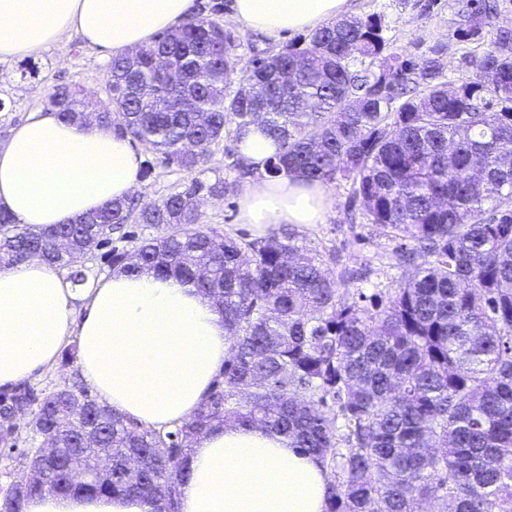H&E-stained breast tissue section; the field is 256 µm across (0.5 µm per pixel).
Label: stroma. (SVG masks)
I'll use <instances>...</instances> for the list:
<instances>
[{"mask_svg": "<svg viewBox=\"0 0 512 512\" xmlns=\"http://www.w3.org/2000/svg\"><path fill=\"white\" fill-rule=\"evenodd\" d=\"M197 15L216 17L232 32L239 44L242 65H249L256 52L271 55L281 46L296 42V35L275 42L267 37L239 31L230 18L232 0H196ZM471 0H352L351 14L356 18L378 16L383 33L395 51L414 58L441 48V61L448 82H458L468 70L462 58L482 48V41H460L456 33L465 28L467 6ZM110 63L99 58L72 35L45 52L40 58L12 59L0 62V136L26 118L29 112L45 108L46 97L55 85L68 84L91 95L98 105H108L106 78ZM232 142H225L212 156V174L223 176L224 194L220 197L201 195L199 210L209 227L233 237H254L250 225L237 221L241 191L247 184L237 172L229 169L228 153ZM145 163L151 164L149 177L142 182L145 201L164 198L188 182V172L158 162L151 150L143 152ZM330 211L324 223L294 226L297 238L332 255L326 270L335 265L368 272L371 281L396 285L408 277L410 269H386L381 258L394 247L393 240L379 226L361 218V206L355 202L344 179L327 184Z\"/></svg>", "mask_w": 512, "mask_h": 512, "instance_id": "35a3bbf8", "label": "stroma"}]
</instances>
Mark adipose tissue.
I'll list each match as a JSON object with an SVG mask.
<instances>
[{
	"label": "adipose tissue",
	"mask_w": 512,
	"mask_h": 512,
	"mask_svg": "<svg viewBox=\"0 0 512 512\" xmlns=\"http://www.w3.org/2000/svg\"><path fill=\"white\" fill-rule=\"evenodd\" d=\"M351 0H233L242 30L279 40L346 14ZM194 0H0V60L37 57L64 34L101 58L130 52L190 15ZM240 154L259 176L242 193L238 221L321 224L324 185L264 177L277 146L259 126ZM143 157L130 137L91 121L69 123L37 110L0 137V211L27 225L65 224L129 195ZM76 338L83 379L112 411L147 427L188 419L224 369V316L192 284L117 269L83 285L33 259L0 270V392L58 361ZM182 512H326L322 464L261 428L221 426L186 461ZM26 512H149L132 495L30 499Z\"/></svg>",
	"instance_id": "ef3b65f1"
}]
</instances>
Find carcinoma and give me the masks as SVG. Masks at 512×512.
<instances>
[{
  "label": "carcinoma",
  "instance_id": "obj_1",
  "mask_svg": "<svg viewBox=\"0 0 512 512\" xmlns=\"http://www.w3.org/2000/svg\"><path fill=\"white\" fill-rule=\"evenodd\" d=\"M480 4L467 39L491 28L492 48L464 57L473 69L444 81L440 50L400 59L379 19H339L272 56L243 81L235 37L192 15L112 58L99 124L130 136L161 162L202 173L227 135L259 125L274 139L270 178L351 184L371 224L399 244V269L422 258L383 300L379 285L342 288L352 273L325 272L320 252L290 231L251 240L204 227L188 200L224 193L194 177L155 202L134 188L122 201L68 224L34 227L0 212V270L40 258L60 268L71 252L114 240L112 265L192 282L224 314L222 375L187 421L144 427L100 405L83 385L0 395V419L33 413L29 446L0 432V458L27 459L51 438L52 492L134 495L150 512H181L179 488L198 439L215 427L260 426L316 457L328 472L327 512H512V27ZM379 62L363 75L355 56ZM502 104L501 110L495 105ZM48 105L79 121L89 101L56 85ZM155 230L135 236L130 224ZM105 457L100 479L87 462ZM46 492L30 478L0 488V512H25Z\"/></svg>",
  "mask_w": 512,
  "mask_h": 512
}]
</instances>
